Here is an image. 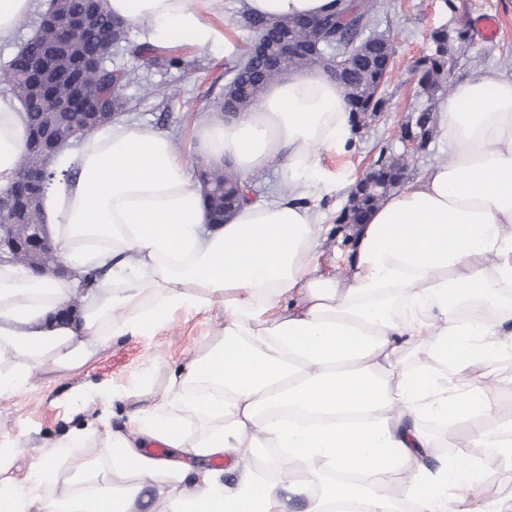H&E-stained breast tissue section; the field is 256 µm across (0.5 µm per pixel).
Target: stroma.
Instances as JSON below:
<instances>
[{"label": "stroma", "mask_w": 512, "mask_h": 512, "mask_svg": "<svg viewBox=\"0 0 512 512\" xmlns=\"http://www.w3.org/2000/svg\"><path fill=\"white\" fill-rule=\"evenodd\" d=\"M484 13L500 19L496 41L483 40L475 28L476 17ZM203 18L218 27L223 40L207 47H180L181 65L146 70L128 55L115 60L117 66L133 75L124 91L132 119L166 131L190 164L200 159L194 150L193 126L207 115L208 103L222 94L228 68L235 64L246 39L253 34L244 0H221L218 9L205 12ZM441 26L452 34L459 30L466 34L454 54L449 82L490 68L512 74V0H384L376 29L393 39L396 51L393 78L385 87L388 103L378 120L355 137L352 149L324 155L327 171L353 179L373 166L381 150L401 151L398 135L416 90L414 64L429 51L430 35ZM147 81L177 90V98L168 101L145 95L141 85ZM223 319L224 305L218 302L210 313L178 317L153 335L113 339L80 371L39 376L35 388L0 399V442L10 443L22 429L30 438L27 447L18 452L13 475L20 477L29 472L41 450L67 429L99 415L96 406L74 413L67 398L73 389L88 383L129 387L141 377H149V391L110 404L112 424L120 426L128 412L150 404L165 389L171 372Z\"/></svg>", "instance_id": "stroma-1"}]
</instances>
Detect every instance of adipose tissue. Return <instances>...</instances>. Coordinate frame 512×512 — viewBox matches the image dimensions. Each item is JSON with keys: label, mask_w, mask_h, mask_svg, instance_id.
<instances>
[{"label": "adipose tissue", "mask_w": 512, "mask_h": 512, "mask_svg": "<svg viewBox=\"0 0 512 512\" xmlns=\"http://www.w3.org/2000/svg\"><path fill=\"white\" fill-rule=\"evenodd\" d=\"M217 0H107L112 15L154 46H211L204 11ZM333 0H244L268 18L316 17ZM450 157L391 193L351 228L345 282L323 272L333 231L318 195L350 190L326 177L322 153L350 133L343 88L319 69L288 74L235 117L213 112L194 126L208 160L241 181L280 159L291 195L243 203L210 223L195 169L168 134L118 117L62 151L70 180L41 208L70 276L0 268V398L34 372L83 368L112 337L137 338L224 304V322L173 371L152 404L122 429L67 431L40 468L10 477L19 432L0 446V512H282L281 495L309 494V512L358 501L365 512H491L474 448L512 461V422L492 421L499 379L491 365L512 354V75L493 69L455 82L434 115ZM28 136L18 99L0 97V190L16 179ZM101 269L98 286L79 272ZM431 344L432 359L410 364ZM445 374L446 386L436 382ZM465 445L437 474L417 465L435 434ZM175 457L146 454L147 443ZM98 450L97 462L80 455ZM276 448L277 467L307 476L267 480L243 472L225 489L218 471L194 465L222 456L247 463ZM406 482L411 508L388 493Z\"/></svg>", "instance_id": "obj_1"}]
</instances>
